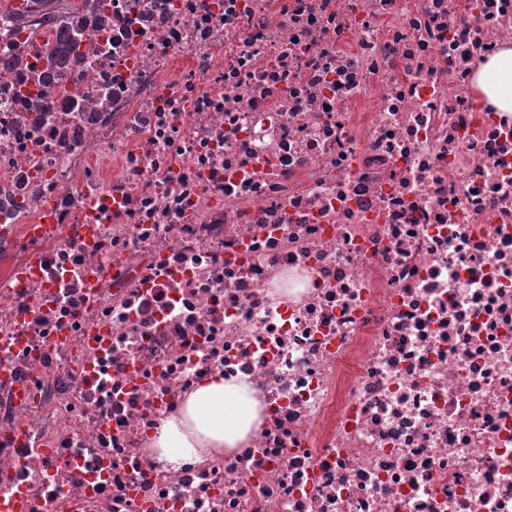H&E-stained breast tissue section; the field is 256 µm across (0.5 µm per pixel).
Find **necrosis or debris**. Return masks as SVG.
<instances>
[{"instance_id":"obj_1","label":"necrosis or debris","mask_w":512,"mask_h":512,"mask_svg":"<svg viewBox=\"0 0 512 512\" xmlns=\"http://www.w3.org/2000/svg\"><path fill=\"white\" fill-rule=\"evenodd\" d=\"M0 10V512H512V0ZM242 447L152 441L214 377ZM478 84L499 110L512 112V48L502 50L481 66Z\"/></svg>"}]
</instances>
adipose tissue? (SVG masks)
<instances>
[{
	"label": "adipose tissue",
	"mask_w": 512,
	"mask_h": 512,
	"mask_svg": "<svg viewBox=\"0 0 512 512\" xmlns=\"http://www.w3.org/2000/svg\"><path fill=\"white\" fill-rule=\"evenodd\" d=\"M478 84L499 110L512 112V48L481 66ZM247 395L244 383L214 378L189 396L181 420L164 422L156 447L172 462L213 449L239 447L256 419L253 410L243 407Z\"/></svg>",
	"instance_id": "1"
}]
</instances>
